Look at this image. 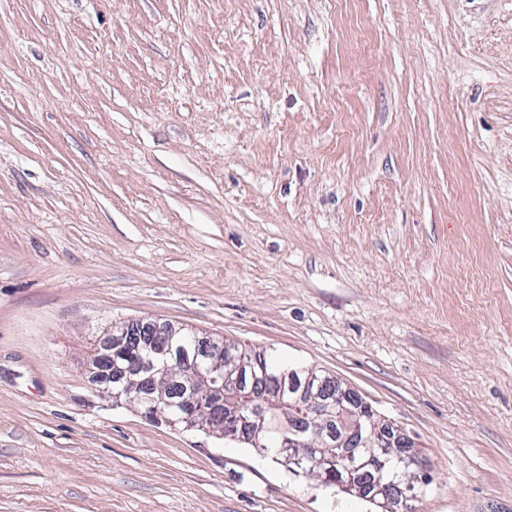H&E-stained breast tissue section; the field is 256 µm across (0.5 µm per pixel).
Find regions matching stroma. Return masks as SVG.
<instances>
[{
	"label": "stroma",
	"mask_w": 512,
	"mask_h": 512,
	"mask_svg": "<svg viewBox=\"0 0 512 512\" xmlns=\"http://www.w3.org/2000/svg\"><path fill=\"white\" fill-rule=\"evenodd\" d=\"M157 320L338 379L512 512V0H0V512H380L115 401Z\"/></svg>",
	"instance_id": "1"
}]
</instances>
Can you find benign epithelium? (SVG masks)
Segmentation results:
<instances>
[{"mask_svg": "<svg viewBox=\"0 0 512 512\" xmlns=\"http://www.w3.org/2000/svg\"><path fill=\"white\" fill-rule=\"evenodd\" d=\"M191 336L200 359L189 361L164 352L172 336ZM224 339L199 334L169 323L131 321L107 326L93 349L92 365L101 382L117 397L147 392L149 420L174 428L206 431L224 436V427L254 426L260 415L243 405L224 406V392L238 391L240 377L258 360L228 355ZM129 362L124 384L112 387V358ZM305 410L299 433L282 436L280 454L288 468L307 471L318 482L336 477L342 487L381 504L388 512H412L406 487L389 479L385 467L392 457L407 469L424 468L423 459L411 451L413 443L393 423L369 420L344 407L358 399L341 385L308 371L304 386L294 398Z\"/></svg>", "mask_w": 512, "mask_h": 512, "instance_id": "1", "label": "benign epithelium"}]
</instances>
